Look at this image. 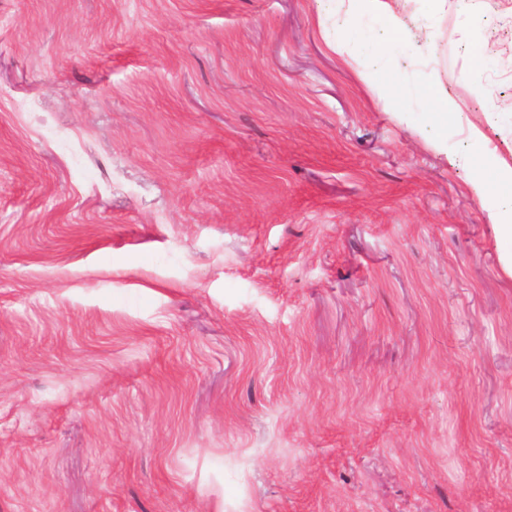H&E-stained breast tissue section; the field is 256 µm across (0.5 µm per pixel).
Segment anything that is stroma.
Wrapping results in <instances>:
<instances>
[{
    "label": "stroma",
    "mask_w": 512,
    "mask_h": 512,
    "mask_svg": "<svg viewBox=\"0 0 512 512\" xmlns=\"http://www.w3.org/2000/svg\"><path fill=\"white\" fill-rule=\"evenodd\" d=\"M387 3L0 0V512H512V0ZM341 3L348 2L349 9L354 14H360L362 10L383 14L388 20V33L390 39H400L404 29L402 20L386 9L385 0H339Z\"/></svg>",
    "instance_id": "stroma-1"
}]
</instances>
